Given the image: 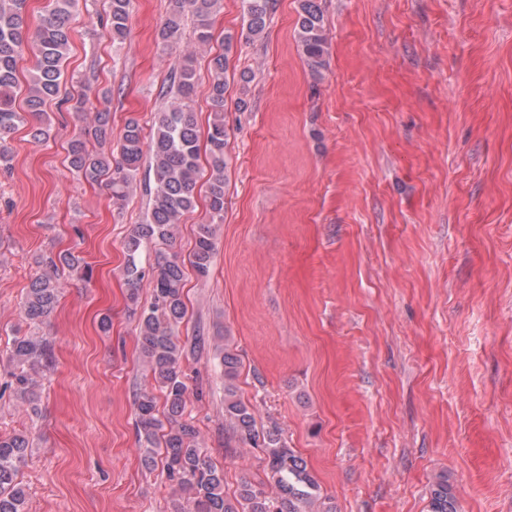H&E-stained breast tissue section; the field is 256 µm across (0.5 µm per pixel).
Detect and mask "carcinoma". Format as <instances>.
<instances>
[{
  "label": "carcinoma",
  "mask_w": 512,
  "mask_h": 512,
  "mask_svg": "<svg viewBox=\"0 0 512 512\" xmlns=\"http://www.w3.org/2000/svg\"><path fill=\"white\" fill-rule=\"evenodd\" d=\"M78 0H52L41 25L30 28L27 0H0V166L10 167L12 148L7 137L30 115L39 120L47 102L60 92L62 67L71 42V16ZM176 7L165 17L159 30L167 46L181 38L184 14L194 20V39L207 45L213 39V24L223 0H175ZM131 0H110L105 29L112 42L121 44L128 30ZM246 28L241 33H224L223 52L210 60L208 99L211 120L206 131L209 176L206 194L211 222L199 226L191 264L198 276H209L215 251V225L223 223L229 183L231 130L224 117L228 90L229 57L241 38L260 37L269 20L270 0H243ZM297 45L314 79L322 78L329 53L324 15L319 0H299ZM36 57L35 68L26 83L24 111L16 108L17 64L24 52ZM197 82L191 58H185L171 76L163 94L166 101L158 112L153 132L145 136L135 118L126 121L119 140L120 161L112 154L93 152L77 136L68 146L72 169L91 182L107 180L112 202L122 204L143 163L153 173L149 188L146 221L136 225L124 241L127 263L124 269L129 300L138 303L143 282L151 288L150 302L140 311L139 339L153 383L135 393L136 437L147 467L161 464L173 492L183 500L180 512H337L324 495L316 472L301 452L289 445L276 421L263 424L255 408L240 393L238 379L242 361L224 331V435L238 448H259L264 453L268 483L244 482L237 494L226 495L224 471L216 467L202 449L199 431L184 418L188 386L179 364L185 344L178 326L185 317L184 262L176 252H159L154 264L144 268L140 255L144 244L172 242L183 215L194 207L201 177L199 149L201 132L193 111ZM111 132V113H94V135L104 143ZM81 259L71 253L41 256L29 283L23 317L41 322L56 308L63 282L61 272L79 267ZM49 355L48 342L41 336L13 340L9 361L13 365V393L17 401L31 404L37 397L38 376ZM162 394L165 412L159 413L157 394ZM30 441L23 434L0 435V512H25L26 493L19 480ZM429 512H459L457 497L448 475L436 478L430 491Z\"/></svg>",
  "instance_id": "1"
}]
</instances>
